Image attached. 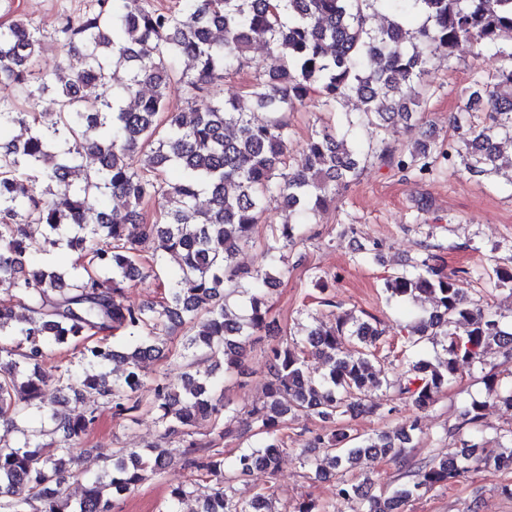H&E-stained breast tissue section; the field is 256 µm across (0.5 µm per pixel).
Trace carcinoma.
<instances>
[{
	"label": "carcinoma",
	"instance_id": "1",
	"mask_svg": "<svg viewBox=\"0 0 512 512\" xmlns=\"http://www.w3.org/2000/svg\"><path fill=\"white\" fill-rule=\"evenodd\" d=\"M378 4L399 17L419 13L425 21L413 31L398 22L376 27ZM57 36L78 53L80 70H35L41 39L21 19L0 25V83L17 90L14 99L0 100V126L22 130L0 145V283H8L0 289V336L7 331L18 337L0 345V419L14 426L19 419L43 418L23 444L0 443V512H113L144 474L165 477L176 455L194 479L171 486L162 512H177L201 481L210 484L202 512H272L263 493L238 498L234 482L256 470L277 471L284 450L280 430L289 414L339 421L373 412L366 397L385 382L376 358L383 330L361 317L338 315L330 324L315 318L304 347L285 342L271 348L265 401L248 412L259 445L236 455L228 472L214 442L230 432L234 416L216 383L187 372L180 387L164 377L147 386L144 363L160 352L163 337L187 323L195 333L183 337L178 352L185 368L201 353L226 375L239 370L246 344L269 327L268 295L288 248L302 239L309 218L359 177L368 156L421 177L439 167L480 179L511 171L512 158L501 153L499 141L512 140V0H180L176 11L154 8L150 0H90ZM258 43L269 46L278 63L250 85L247 98L218 95L214 86ZM463 44L499 62L494 72L477 76L454 117L455 126H467L463 145L416 141L398 153L390 150L386 134L400 121L411 129L430 59L450 57ZM183 57L194 61V75L177 72ZM175 82L193 96L186 111L169 115L167 93ZM50 91L55 111L24 108ZM312 93L329 112L353 98L359 107L344 113L339 126L314 131L293 168L287 162L288 113ZM476 103L488 112L483 125L468 123ZM361 127L374 132V145L355 139ZM89 158L95 167L87 166ZM106 195L122 198L123 209L99 206ZM202 196L208 198L204 208ZM159 200L163 212L147 220L145 206ZM272 200L301 222L275 229L264 245V268H243L237 255ZM35 230L38 251L65 244L77 253L73 274L31 259ZM148 251L178 256L179 269L160 286L158 300L127 305L124 285L149 276L143 267ZM228 283L248 303L246 313L226 305ZM490 284L512 296V268H495ZM385 291L402 301L433 300L409 331L412 345L446 337L443 353L433 362L413 363L414 378L399 384V394L419 408L490 345L512 352V325L467 301L455 275L427 258L412 272L388 277ZM18 306L27 312L20 323ZM459 324L468 329L458 332ZM108 330L124 332L131 346L119 351L96 338ZM347 342L352 349H344ZM53 345L73 347L78 358V369L57 370L60 385L77 399L98 397L128 424L138 423L148 407L167 444L126 458L112 455V469L75 502L67 493V465L94 425L96 408L86 406L75 416L49 410L40 363ZM307 349L323 360L318 379L307 372ZM118 356L128 372L111 382L105 369ZM484 383L488 396L512 409V385L499 384L490 371ZM203 424L212 439L199 436ZM45 437L56 444L57 456L41 452ZM313 443L326 449L335 470L363 456L398 459L403 453L385 432L356 438L345 426ZM508 460L512 446L488 450L465 443L388 497L376 494L368 477L337 485L336 496L357 502L358 512H400L423 488L453 483L473 469L500 470Z\"/></svg>",
	"mask_w": 512,
	"mask_h": 512
}]
</instances>
